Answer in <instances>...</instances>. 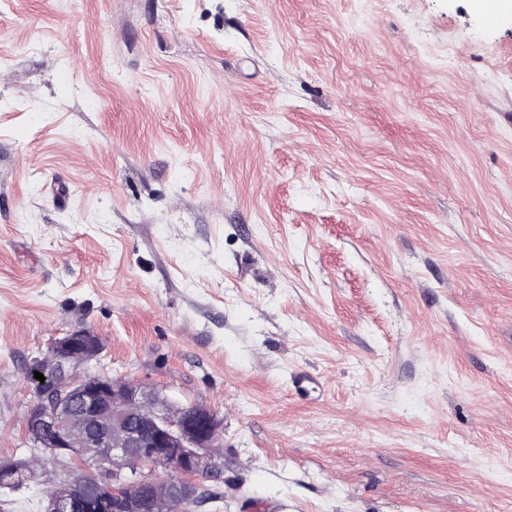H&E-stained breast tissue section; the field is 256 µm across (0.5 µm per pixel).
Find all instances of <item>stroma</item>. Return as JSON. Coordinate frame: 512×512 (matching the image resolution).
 Here are the masks:
<instances>
[{"label":"stroma","mask_w":512,"mask_h":512,"mask_svg":"<svg viewBox=\"0 0 512 512\" xmlns=\"http://www.w3.org/2000/svg\"><path fill=\"white\" fill-rule=\"evenodd\" d=\"M77 327L223 418L195 512H512V13L0 0V461Z\"/></svg>","instance_id":"35a3bbf8"}]
</instances>
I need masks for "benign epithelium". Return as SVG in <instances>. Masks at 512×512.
Masks as SVG:
<instances>
[{"instance_id": "benign-epithelium-1", "label": "benign epithelium", "mask_w": 512, "mask_h": 512, "mask_svg": "<svg viewBox=\"0 0 512 512\" xmlns=\"http://www.w3.org/2000/svg\"><path fill=\"white\" fill-rule=\"evenodd\" d=\"M81 342L98 349L92 332L75 328L27 369L35 385L27 436L57 475L43 512H164V488L175 490L185 509L203 503L201 481L222 480L223 460L212 448L224 420L204 406L178 407L134 379L117 381L104 372L87 378V359L71 356ZM36 371L44 381L35 379ZM72 461L90 464L111 493L89 498L86 470L72 468Z\"/></svg>"}]
</instances>
